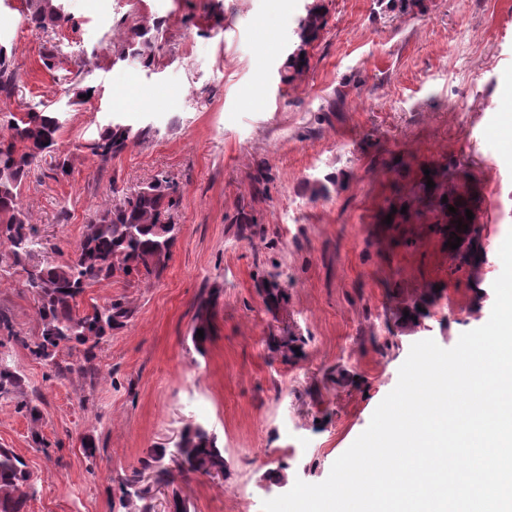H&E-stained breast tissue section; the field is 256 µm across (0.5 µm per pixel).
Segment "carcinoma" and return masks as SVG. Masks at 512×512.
Wrapping results in <instances>:
<instances>
[{"instance_id":"obj_1","label":"carcinoma","mask_w":512,"mask_h":512,"mask_svg":"<svg viewBox=\"0 0 512 512\" xmlns=\"http://www.w3.org/2000/svg\"><path fill=\"white\" fill-rule=\"evenodd\" d=\"M20 15L24 23L44 33L56 32L75 25L66 14L62 0H22ZM326 6L314 0L299 18L295 30V51L288 54L279 70L280 82L293 84L309 66L308 48L318 40L326 25ZM131 36L113 45L116 60H139L151 65L162 50L161 27L154 30L130 28ZM19 77L7 48L0 46V99L10 100L18 91ZM9 135L0 139V278L10 270L26 274L25 285L36 302L40 334L32 342L13 331L7 318L0 314V330L22 343L32 357L51 367L59 376L78 374L93 376L97 372L96 349L103 339L120 329L132 317V309L121 298L103 305L80 307L86 289L110 278L126 281L159 275L167 266L177 237L171 210L177 204L176 185L159 174L137 190L124 193L117 202L95 210L88 219L85 234L75 259L58 265L33 264L36 242L30 231L27 213L21 206V190L46 156L56 152L58 134L63 127L59 113L41 104L6 115ZM149 133L137 132L119 120L108 124L96 139L86 145L100 165L105 166L120 154L133 139ZM435 184L426 188L427 179L415 186L414 194L425 201L424 208L406 215L438 225L439 231L461 238L455 254L458 266L478 270L482 250L480 240L470 232L456 229L457 221L469 225L466 210L476 211L479 196L476 184L468 174L453 176L446 171L430 174ZM447 202H442V199ZM454 207L456 212L449 211ZM434 293L424 289L416 296H405L400 302L401 320L415 331L430 317ZM213 300H203L196 314L191 340L195 349L204 352L213 332ZM409 315H403V312ZM204 331V337L197 330ZM302 339L296 336L272 335L268 348L272 354L288 362L297 357L295 348ZM79 351L71 361L59 360V353ZM23 393L21 375L8 364L0 363V396ZM224 449L218 436L205 424L190 422L179 432L178 445L171 452L151 448L132 469L117 481L113 495L125 512H155L151 487L143 482L151 472L154 482L174 485L178 478L190 474L211 476L224 472ZM40 479L34 477L23 459L10 448H0V512H24L26 503L40 493Z\"/></svg>"}]
</instances>
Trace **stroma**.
Segmentation results:
<instances>
[{
  "instance_id": "stroma-1",
  "label": "stroma",
  "mask_w": 512,
  "mask_h": 512,
  "mask_svg": "<svg viewBox=\"0 0 512 512\" xmlns=\"http://www.w3.org/2000/svg\"><path fill=\"white\" fill-rule=\"evenodd\" d=\"M309 0H63L75 27L45 37L0 0V45L11 51L19 99L52 104L64 125L58 153L21 197L40 247L35 261L74 258L88 218L126 190L167 174L178 187L176 244L160 277L107 279L83 305L124 297L133 316L97 350L94 378L57 377L21 345L0 357L39 394V418L0 398V448L40 478L26 512H115V480L147 449L172 446L190 421L224 448L226 470L181 483L190 512H262L296 480L316 484L367 428L396 386L413 343L456 345L484 325L467 268L427 224H386L379 206L406 194L420 166L456 164L480 187L491 288L512 230V0H424L402 14L383 0H325L327 24L293 85L279 69ZM126 26L160 23L157 65L114 61ZM143 101L119 103L120 86ZM93 87L90 99L79 98ZM148 137L108 165L86 148L112 118ZM265 174L263 189L254 178ZM333 177L324 198L314 181ZM248 214L236 223L238 212ZM285 293L275 308L266 285ZM440 288L425 330L405 328L400 295ZM217 293L212 339L191 332L202 298ZM0 312L28 339L39 333L22 273L0 281ZM290 331L303 353L281 363L269 335ZM47 442L39 448L32 432ZM92 440L95 457L83 452Z\"/></svg>"
}]
</instances>
